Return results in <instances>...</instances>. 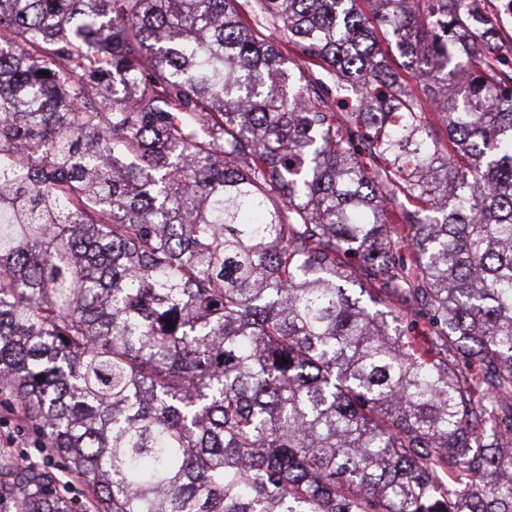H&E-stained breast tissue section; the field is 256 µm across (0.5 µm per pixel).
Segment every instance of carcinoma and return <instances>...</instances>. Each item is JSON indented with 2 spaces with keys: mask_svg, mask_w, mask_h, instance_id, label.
<instances>
[{
  "mask_svg": "<svg viewBox=\"0 0 512 512\" xmlns=\"http://www.w3.org/2000/svg\"><path fill=\"white\" fill-rule=\"evenodd\" d=\"M477 2L0 0V405L80 512H512V56Z\"/></svg>",
  "mask_w": 512,
  "mask_h": 512,
  "instance_id": "cac0c4a2",
  "label": "carcinoma"
}]
</instances>
